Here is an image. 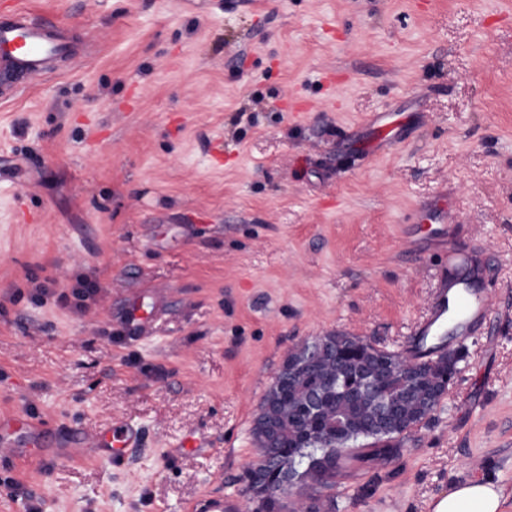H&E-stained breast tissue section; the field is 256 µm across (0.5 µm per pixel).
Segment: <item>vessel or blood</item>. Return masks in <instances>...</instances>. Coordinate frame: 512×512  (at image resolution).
<instances>
[{
	"label": "vessel or blood",
	"mask_w": 512,
	"mask_h": 512,
	"mask_svg": "<svg viewBox=\"0 0 512 512\" xmlns=\"http://www.w3.org/2000/svg\"><path fill=\"white\" fill-rule=\"evenodd\" d=\"M70 51V45L58 36L51 20L35 18L14 8L7 19L0 21V72L32 77L47 71L53 58ZM450 211L448 199L443 196L419 208L417 220L430 225L434 237L447 240L453 237L455 230L448 222ZM160 300V295L156 294L130 303L123 319L129 336L152 332ZM489 309V294L480 285L477 269H469L463 276L440 277L428 314L415 327L418 341L405 348V356L427 358L429 351L422 348L420 338L433 335L450 319L455 322L457 335H469L483 324ZM141 442V432L124 420H115L94 430L81 428L51 437L40 419L11 412L0 414V463L11 461L22 449L32 446L41 449L47 461L90 456L120 466L128 449L139 447Z\"/></svg>",
	"instance_id": "vessel-or-blood-1"
}]
</instances>
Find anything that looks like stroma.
Here are the masks:
<instances>
[{
    "mask_svg": "<svg viewBox=\"0 0 512 512\" xmlns=\"http://www.w3.org/2000/svg\"><path fill=\"white\" fill-rule=\"evenodd\" d=\"M76 55L0 101V411L51 431L120 418L125 465L30 457L44 512L246 507L260 403L286 353L333 332L401 351L448 256L405 235L452 197L451 244L491 302L434 412L333 512H429L465 479L512 512V0H0ZM398 138L371 150L369 120ZM87 311L60 302L80 279ZM45 293H38V286ZM163 288L154 335L124 337ZM207 448H181L187 433Z\"/></svg>",
    "mask_w": 512,
    "mask_h": 512,
    "instance_id": "1",
    "label": "stroma"
}]
</instances>
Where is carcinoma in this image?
Returning a JSON list of instances; mask_svg holds the SVG:
<instances>
[{
    "label": "carcinoma",
    "mask_w": 512,
    "mask_h": 512,
    "mask_svg": "<svg viewBox=\"0 0 512 512\" xmlns=\"http://www.w3.org/2000/svg\"><path fill=\"white\" fill-rule=\"evenodd\" d=\"M348 354L347 370L342 372L332 358L322 359L312 376L303 381H288V367L293 354L284 357L279 368V384L267 393L261 403L263 430L269 441L277 443L275 452L288 456L290 450L297 455L291 458L295 464L308 465L328 474L322 484L332 487V479L347 460L356 455L363 459L388 463L400 453V438L429 417L422 409L428 399L436 402L448 390V355L426 361H416L382 350L360 339L344 345ZM389 370L394 382L381 393L388 399L398 392L400 377L411 373L414 386L401 403L400 415L387 424L388 432H380L376 419L379 406L366 394L347 401L341 394L349 384H360L372 375ZM343 409L345 447H313L312 433L316 423L336 422V409Z\"/></svg>",
    "instance_id": "obj_1"
}]
</instances>
